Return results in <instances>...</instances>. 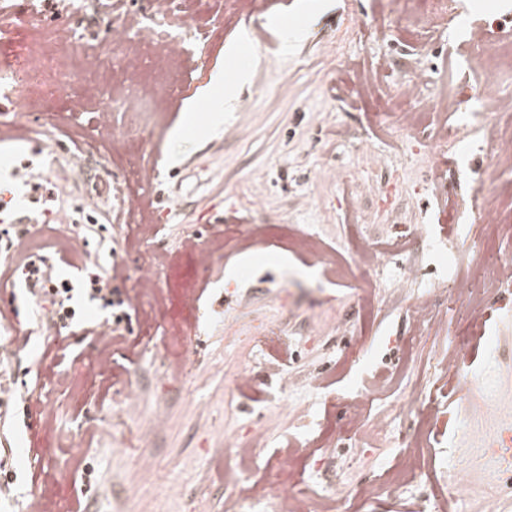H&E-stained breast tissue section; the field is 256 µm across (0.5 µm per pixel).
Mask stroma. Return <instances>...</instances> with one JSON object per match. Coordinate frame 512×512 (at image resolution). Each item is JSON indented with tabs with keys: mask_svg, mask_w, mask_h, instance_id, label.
Listing matches in <instances>:
<instances>
[{
	"mask_svg": "<svg viewBox=\"0 0 512 512\" xmlns=\"http://www.w3.org/2000/svg\"><path fill=\"white\" fill-rule=\"evenodd\" d=\"M265 2L258 17L251 0H208L198 45L167 74L165 101L144 131L131 133L118 113L102 130L99 95L81 85L35 89L0 112V187L32 216L9 225L0 257L39 253L79 279L63 225L80 195L99 227L93 255L123 271L112 288L133 289L156 257L165 260L161 302L131 313L107 351L89 331L104 311L89 308L85 326L66 330L37 323L22 290L0 281V338L9 342L0 365L25 395L26 421L7 436L17 480L0 512H28L35 497L47 512H224L225 473L238 464L224 438L255 426L265 431L255 479L316 495L337 484L372 488L350 512H426L457 477L468 491L453 512H512V471L488 478L493 463L479 446L512 423V349L503 345L512 288L478 296L486 334L475 340L446 289L449 274H468L499 248V228L474 222L471 194L476 183L493 185L485 205L508 215L512 169L493 163L479 129L433 177L434 136L441 124L465 123L463 112L426 114L408 131L375 119L400 110L399 88L411 81L424 98L472 90L461 56L468 32L451 25L419 38L385 16V0ZM64 24L104 67L118 60L103 17ZM259 24L263 40L240 43ZM380 61L390 96L377 102L359 95L348 70ZM219 72L235 95L217 122L201 91ZM74 95L87 98L86 112H69ZM67 150L93 161L71 170L73 186L42 183L45 198L33 201L26 173L41 176ZM146 165L157 177L143 188ZM107 183L143 202L134 223L116 222ZM416 225L426 235L413 238ZM362 241L400 249L363 276L354 265ZM421 296L440 319L423 333L408 309ZM465 339L459 372H446ZM105 357L112 371L103 376ZM246 363L253 381L234 387ZM286 376L316 385L296 390L285 414L277 400ZM414 391L419 406L404 407ZM490 394L494 411L474 416V401ZM380 421L390 430L382 438L373 432ZM152 424L153 442L130 447L132 432ZM406 436L420 438L422 466L401 476Z\"/></svg>",
	"mask_w": 512,
	"mask_h": 512,
	"instance_id": "1",
	"label": "stroma"
}]
</instances>
